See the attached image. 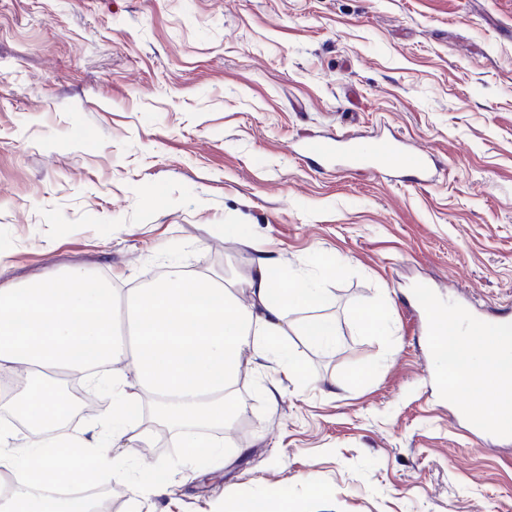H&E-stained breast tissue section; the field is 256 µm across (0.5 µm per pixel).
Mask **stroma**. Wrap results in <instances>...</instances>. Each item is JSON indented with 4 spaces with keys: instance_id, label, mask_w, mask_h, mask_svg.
I'll use <instances>...</instances> for the list:
<instances>
[{
    "instance_id": "1",
    "label": "stroma",
    "mask_w": 512,
    "mask_h": 512,
    "mask_svg": "<svg viewBox=\"0 0 512 512\" xmlns=\"http://www.w3.org/2000/svg\"><path fill=\"white\" fill-rule=\"evenodd\" d=\"M336 132L432 153L433 182L302 152ZM228 224L326 288L336 344L289 336L309 381L273 402L242 369L223 462L140 411L133 469L168 464L140 512H512V443L470 435L416 312L424 284L512 312V0H0V278L242 279ZM226 509L233 512H288V491L274 489L262 500H239L228 494L224 496L222 510L214 512Z\"/></svg>"
}]
</instances>
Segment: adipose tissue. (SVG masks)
<instances>
[{
  "label": "adipose tissue",
  "instance_id": "adipose-tissue-1",
  "mask_svg": "<svg viewBox=\"0 0 512 512\" xmlns=\"http://www.w3.org/2000/svg\"><path fill=\"white\" fill-rule=\"evenodd\" d=\"M224 232L248 241L257 254L244 302L235 283L182 271L152 287L119 293L105 283L89 287L90 276L80 269L50 279L0 282L1 375L19 368L31 378L82 371L97 384L98 368L105 365L112 379L105 421L109 444L84 437L76 442V455L54 432L57 390L32 385L11 398L10 407L34 416L36 424L15 445L10 423L0 422V468L24 477L12 498L0 500V512H41L47 499L43 483L59 478L64 468L81 478L93 474L132 483L138 495L163 493L164 462L146 479L133 476L128 466L150 443L134 416L141 404H151L178 435L185 457L210 460L224 445L220 429L238 410L231 390L245 365L275 371L265 388L272 401L281 380L302 378L288 352L290 335L324 350L333 346L336 323L323 314L332 303L327 291L313 283L287 287L284 263L251 240L248 225L228 224ZM294 309L310 310L311 316L292 322L288 315ZM436 316L438 368L453 369L463 384L481 378L491 398L487 405L470 402L469 415L512 424V334L475 328L442 307ZM131 383L136 391H128Z\"/></svg>",
  "mask_w": 512,
  "mask_h": 512
}]
</instances>
